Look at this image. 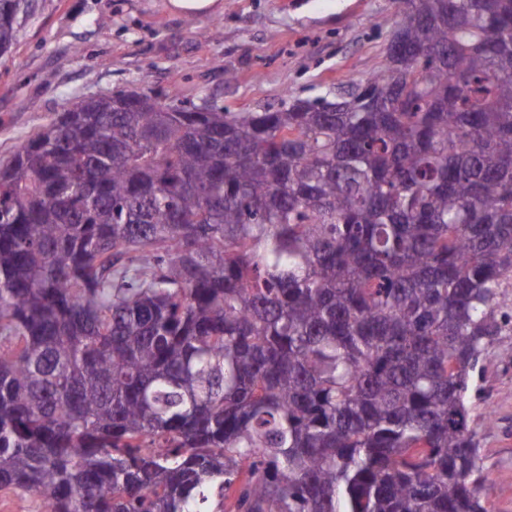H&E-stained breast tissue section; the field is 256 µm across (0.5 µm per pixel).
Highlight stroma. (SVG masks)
<instances>
[{"label": "stroma", "mask_w": 512, "mask_h": 512, "mask_svg": "<svg viewBox=\"0 0 512 512\" xmlns=\"http://www.w3.org/2000/svg\"><path fill=\"white\" fill-rule=\"evenodd\" d=\"M394 0H224L195 18L166 0H28L17 41L0 58V161L81 99L137 89L208 97L231 112L312 100L385 61ZM506 323L468 403L491 485L489 512H512V285ZM495 412L493 423L483 419Z\"/></svg>", "instance_id": "1"}]
</instances>
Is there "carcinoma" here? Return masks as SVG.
I'll use <instances>...</instances> for the list:
<instances>
[{"mask_svg":"<svg viewBox=\"0 0 512 512\" xmlns=\"http://www.w3.org/2000/svg\"><path fill=\"white\" fill-rule=\"evenodd\" d=\"M396 3L413 55L332 100L120 92L0 162V492L487 512L467 392L512 280V0Z\"/></svg>","mask_w":512,"mask_h":512,"instance_id":"carcinoma-1","label":"carcinoma"}]
</instances>
